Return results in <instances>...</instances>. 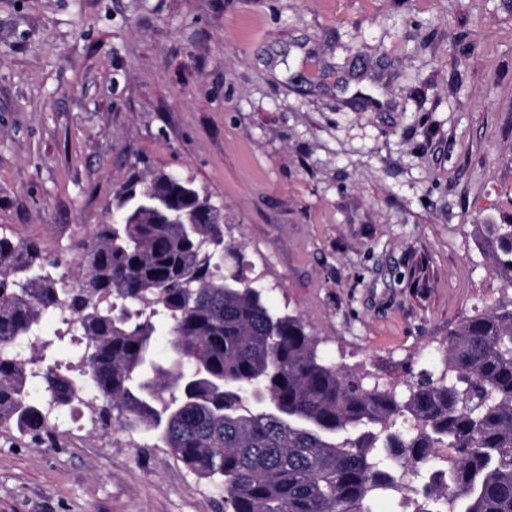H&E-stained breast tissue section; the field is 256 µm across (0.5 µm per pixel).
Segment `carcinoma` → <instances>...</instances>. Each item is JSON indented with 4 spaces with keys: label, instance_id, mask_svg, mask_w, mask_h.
I'll use <instances>...</instances> for the list:
<instances>
[{
    "label": "carcinoma",
    "instance_id": "obj_1",
    "mask_svg": "<svg viewBox=\"0 0 512 512\" xmlns=\"http://www.w3.org/2000/svg\"><path fill=\"white\" fill-rule=\"evenodd\" d=\"M483 228L512 288V224ZM77 249L69 284L37 243L0 235V429L52 443L86 377L91 422L157 433L224 489L226 512H369L405 491L414 512H512V299L451 331L446 372L403 398L326 363L299 316L272 309L242 269L224 274L221 214L173 172L131 179ZM55 312L68 319L52 340L42 320ZM67 334L62 374L47 350Z\"/></svg>",
    "mask_w": 512,
    "mask_h": 512
}]
</instances>
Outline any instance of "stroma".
<instances>
[{"instance_id": "obj_1", "label": "stroma", "mask_w": 512, "mask_h": 512, "mask_svg": "<svg viewBox=\"0 0 512 512\" xmlns=\"http://www.w3.org/2000/svg\"><path fill=\"white\" fill-rule=\"evenodd\" d=\"M156 169L193 183L324 361L406 392L512 297V0H0V234L73 280ZM0 431V512H224L149 432ZM487 234L486 251L495 274L512 288V224L482 225Z\"/></svg>"}]
</instances>
